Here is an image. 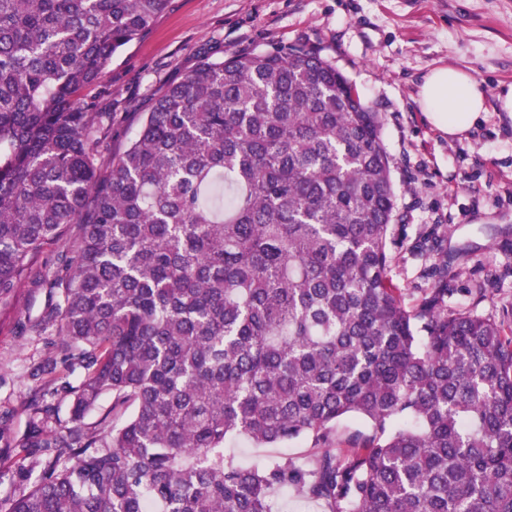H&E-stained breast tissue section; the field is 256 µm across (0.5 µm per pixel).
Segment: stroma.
<instances>
[{"label": "stroma", "instance_id": "obj_1", "mask_svg": "<svg viewBox=\"0 0 512 512\" xmlns=\"http://www.w3.org/2000/svg\"><path fill=\"white\" fill-rule=\"evenodd\" d=\"M303 44L333 62L364 102L383 117L397 219L390 228V275L414 306L423 289L448 283L457 310L506 317L512 308V112L499 95L512 86V0H171L151 29L114 56L104 77L101 108L116 112L107 142L121 152L155 94L193 69L202 51L228 57ZM460 69L486 93V110L463 135L448 139L427 118L418 91L440 66ZM437 245L449 260L448 277L420 250ZM73 238L48 245L30 279L0 302V498L27 488L13 466L16 442L44 398L60 420L72 397L41 372L46 363L79 385L84 371L67 366L48 321L63 275L61 257ZM490 289L485 300L475 291ZM310 441L257 448L228 438L235 463L288 456L306 461Z\"/></svg>", "mask_w": 512, "mask_h": 512}]
</instances>
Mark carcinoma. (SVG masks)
Returning a JSON list of instances; mask_svg holds the SVG:
<instances>
[{
	"label": "carcinoma",
	"mask_w": 512,
	"mask_h": 512,
	"mask_svg": "<svg viewBox=\"0 0 512 512\" xmlns=\"http://www.w3.org/2000/svg\"><path fill=\"white\" fill-rule=\"evenodd\" d=\"M169 4L0 0V300L78 227L50 320L84 370L66 425L31 403L39 475L0 512H512V327L404 306L382 118L333 63L205 52L99 174L84 91ZM106 395L131 413L90 430ZM231 436L316 451L241 466ZM305 503H300L299 501ZM320 504L314 501H305L294 491H280L273 497V512H322Z\"/></svg>",
	"instance_id": "1"
}]
</instances>
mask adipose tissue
<instances>
[{"label": "adipose tissue", "mask_w": 512, "mask_h": 512, "mask_svg": "<svg viewBox=\"0 0 512 512\" xmlns=\"http://www.w3.org/2000/svg\"><path fill=\"white\" fill-rule=\"evenodd\" d=\"M418 96L434 126L451 138L469 130L486 110L480 83L451 66L431 70Z\"/></svg>", "instance_id": "obj_1"}]
</instances>
